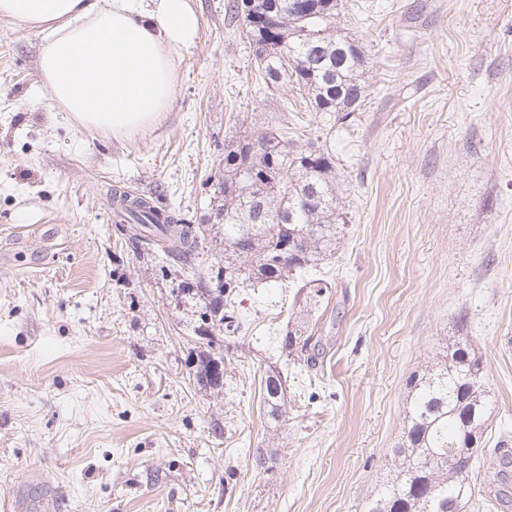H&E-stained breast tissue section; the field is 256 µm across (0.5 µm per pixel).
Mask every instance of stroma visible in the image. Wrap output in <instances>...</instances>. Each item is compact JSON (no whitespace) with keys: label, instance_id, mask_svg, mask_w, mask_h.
Masks as SVG:
<instances>
[{"label":"stroma","instance_id":"obj_1","mask_svg":"<svg viewBox=\"0 0 512 512\" xmlns=\"http://www.w3.org/2000/svg\"><path fill=\"white\" fill-rule=\"evenodd\" d=\"M200 24L176 95L128 134L68 125L43 83L39 36L0 21V500L38 512H363L396 465L408 380L469 336L490 401L472 499L512 494V0H349L339 21L367 51L351 124L260 91L228 0H190ZM336 156L347 232L317 269L329 298L242 291L224 388L197 384L194 267L134 243L112 191L211 224L233 136L281 124ZM307 321L308 354L282 347ZM278 375L286 414L261 385ZM263 452L265 470L254 456Z\"/></svg>","mask_w":512,"mask_h":512}]
</instances>
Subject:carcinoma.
Wrapping results in <instances>:
<instances>
[{"mask_svg": "<svg viewBox=\"0 0 512 512\" xmlns=\"http://www.w3.org/2000/svg\"><path fill=\"white\" fill-rule=\"evenodd\" d=\"M274 10L258 31L247 29L255 66L268 92L292 84L312 111L346 122L365 106L368 61L362 42L337 23L344 0H312L308 11L297 0H271ZM288 126L267 128L230 141L224 151V181L217 192L215 216L223 226L224 264L198 275L194 294L204 299L202 324L227 337L247 333L237 299L255 282H291L318 306L328 289L309 271L334 255L344 238L346 216L336 194V156ZM127 224L140 226L139 238L164 245L168 256L191 267L213 227L185 224L146 197L115 196ZM295 241V255L283 258L282 245ZM312 339L305 324L286 331L285 348L308 351ZM223 358L203 351L197 382L220 391L214 376ZM409 407L399 464L392 479L366 502L363 512H460L461 498L472 494L458 471L472 475L475 449L488 421L482 358L468 336L457 337L444 356L409 381ZM268 415L286 413L283 389L264 392ZM456 466H448V451Z\"/></svg>", "mask_w": 512, "mask_h": 512, "instance_id": "1", "label": "carcinoma"}]
</instances>
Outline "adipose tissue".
<instances>
[{
	"mask_svg": "<svg viewBox=\"0 0 512 512\" xmlns=\"http://www.w3.org/2000/svg\"><path fill=\"white\" fill-rule=\"evenodd\" d=\"M0 20L37 31L40 72L68 121L115 134L170 107L199 28L189 0H0Z\"/></svg>",
	"mask_w": 512,
	"mask_h": 512,
	"instance_id": "adipose-tissue-1",
	"label": "adipose tissue"
}]
</instances>
